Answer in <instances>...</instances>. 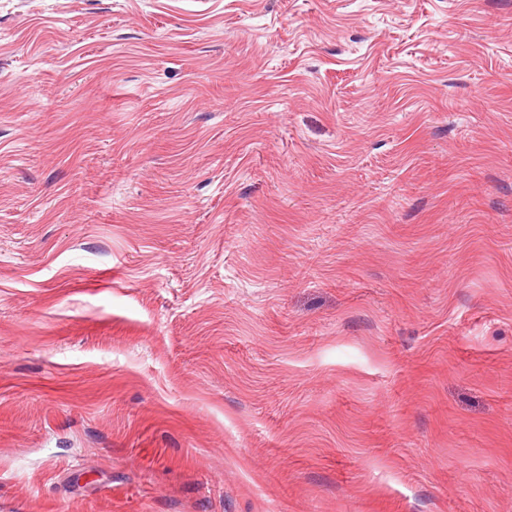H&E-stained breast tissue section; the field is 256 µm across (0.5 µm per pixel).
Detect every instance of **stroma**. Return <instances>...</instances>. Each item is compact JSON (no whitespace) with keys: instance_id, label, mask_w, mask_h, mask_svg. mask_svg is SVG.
<instances>
[{"instance_id":"stroma-1","label":"stroma","mask_w":512,"mask_h":512,"mask_svg":"<svg viewBox=\"0 0 512 512\" xmlns=\"http://www.w3.org/2000/svg\"><path fill=\"white\" fill-rule=\"evenodd\" d=\"M0 512H512V0H0Z\"/></svg>"}]
</instances>
